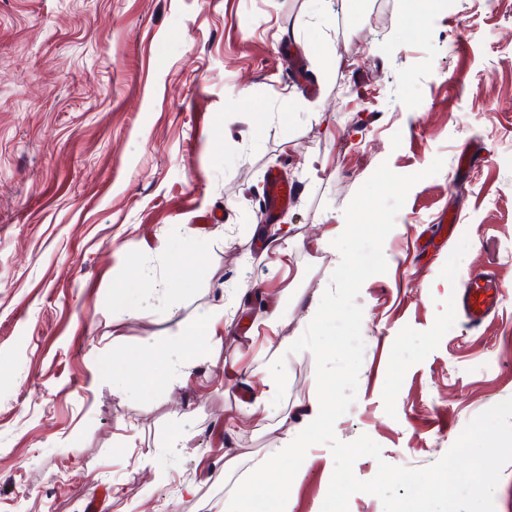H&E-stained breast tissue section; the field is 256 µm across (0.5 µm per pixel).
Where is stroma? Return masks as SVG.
<instances>
[{
    "instance_id": "35a3bbf8",
    "label": "stroma",
    "mask_w": 512,
    "mask_h": 512,
    "mask_svg": "<svg viewBox=\"0 0 512 512\" xmlns=\"http://www.w3.org/2000/svg\"><path fill=\"white\" fill-rule=\"evenodd\" d=\"M413 8L0 0V512H89L97 495L103 512H224L317 396L311 352L269 355L305 332L340 262L317 242L384 162L445 165L409 191L388 269L356 299L365 349L336 437L424 468L512 398V0ZM273 169L294 197L270 220ZM444 210L458 229L437 248ZM486 271L505 288L474 331L456 301ZM216 305L217 335L186 334ZM290 469L291 512H321L329 447Z\"/></svg>"
}]
</instances>
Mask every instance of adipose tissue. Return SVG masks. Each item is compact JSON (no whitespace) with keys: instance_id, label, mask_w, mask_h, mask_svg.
<instances>
[{"instance_id":"1","label":"adipose tissue","mask_w":512,"mask_h":512,"mask_svg":"<svg viewBox=\"0 0 512 512\" xmlns=\"http://www.w3.org/2000/svg\"><path fill=\"white\" fill-rule=\"evenodd\" d=\"M331 406L319 399L311 403L298 424L288 428L285 444L279 457L258 461L251 476L240 480L234 487V512H256L257 501H264L267 512H287L286 504L292 492L294 476L286 472L288 460L304 456L310 437L326 420Z\"/></svg>"}]
</instances>
